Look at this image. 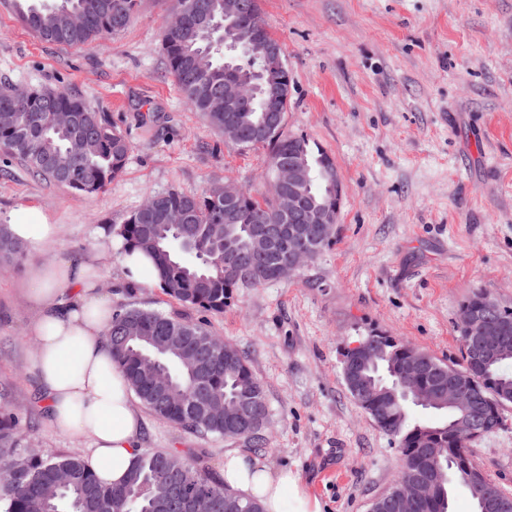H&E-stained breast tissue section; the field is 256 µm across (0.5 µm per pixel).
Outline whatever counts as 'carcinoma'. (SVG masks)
Segmentation results:
<instances>
[{
	"label": "carcinoma",
	"mask_w": 512,
	"mask_h": 512,
	"mask_svg": "<svg viewBox=\"0 0 512 512\" xmlns=\"http://www.w3.org/2000/svg\"><path fill=\"white\" fill-rule=\"evenodd\" d=\"M207 6L217 31L199 27L192 15L163 32L161 45L171 74L185 101L216 130L224 131V111L213 108V96L224 89L227 69L245 84L259 76V90L234 118L246 142L239 148L265 147L267 174L279 163L302 161L308 172L303 205L336 206L331 158L314 151L304 135L274 130L261 134L268 112H287L288 71L277 69L255 39L259 31L273 40L260 11L224 20V0H197ZM140 0H39L21 12L26 27L47 43L83 46L122 32L138 12ZM72 112V129L51 127L49 113ZM130 145L106 115L66 88L28 87L14 98L10 87L0 88V152L19 160L35 177L76 193L105 190L126 165ZM154 199L133 211L117 234L124 251L148 256L158 276V288L179 304L222 313L242 288H257L277 279L276 271L300 248L319 255L332 233L315 224H292L295 238L261 243L257 224H285L270 199L244 191L238 207L229 211L224 199L203 191L163 194L160 211ZM27 245L0 224V272L20 270ZM112 360L125 372L141 403L157 418L185 431L229 439H246L254 448L267 445L266 427L229 430L220 403L238 406L266 404L261 381L247 358L231 342L210 355L203 376L195 356L202 342L213 338L203 323L158 310L131 307L112 314L107 329ZM377 364L364 379L381 397L366 413L397 443L400 474L391 489L405 491L421 475L416 463L428 440L441 451L436 497L419 503L415 512H449V475L472 490L454 465L469 443L448 433L456 414L446 406H429L431 419L411 417L412 396L398 389L405 353L416 347L396 336H383L375 346ZM12 389L0 383V512H176L179 501L205 504L209 512H263L224 488L204 468L188 462L175 450L142 448L119 486L103 483L84 457L48 456L30 444L32 425L12 411ZM180 467L178 483L164 475L167 464Z\"/></svg>",
	"instance_id": "carcinoma-1"
}]
</instances>
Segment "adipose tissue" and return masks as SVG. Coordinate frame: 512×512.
<instances>
[{
  "label": "adipose tissue",
  "instance_id": "obj_1",
  "mask_svg": "<svg viewBox=\"0 0 512 512\" xmlns=\"http://www.w3.org/2000/svg\"><path fill=\"white\" fill-rule=\"evenodd\" d=\"M100 271L90 261L54 259L37 267L28 293L35 315L29 326L36 351L32 368L48 420L77 430L90 443V464L100 480L121 483L140 450L141 417L132 391L113 362L106 329L112 300L99 290ZM224 486L258 502L263 512H321L296 474L270 470L239 452L224 456Z\"/></svg>",
  "mask_w": 512,
  "mask_h": 512
}]
</instances>
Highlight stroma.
<instances>
[{
    "mask_svg": "<svg viewBox=\"0 0 512 512\" xmlns=\"http://www.w3.org/2000/svg\"><path fill=\"white\" fill-rule=\"evenodd\" d=\"M290 75L286 132L333 160L343 185L336 235L292 276L240 290L203 313L160 288L127 286L97 237L154 195L231 181L268 195L267 151L226 143L185 102L161 48L168 0H141L130 26L84 46L37 39L0 0V87H64L104 112L130 143L124 173L81 195L0 153V224L38 212L57 243L0 273V382L35 423L47 455L88 456L51 427L35 373L25 290L34 269L95 257L113 310L156 309L206 324L247 357L268 406V445L201 436L139 407L141 445L175 449L221 475L237 451L298 475L322 512H368L400 471L399 451L347 392L346 345L397 336L461 359L459 309L475 290L512 307V0H259ZM503 426L470 443L476 467L512 494V403Z\"/></svg>",
    "mask_w": 512,
    "mask_h": 512,
    "instance_id": "35a3bbf8",
    "label": "stroma"
}]
</instances>
